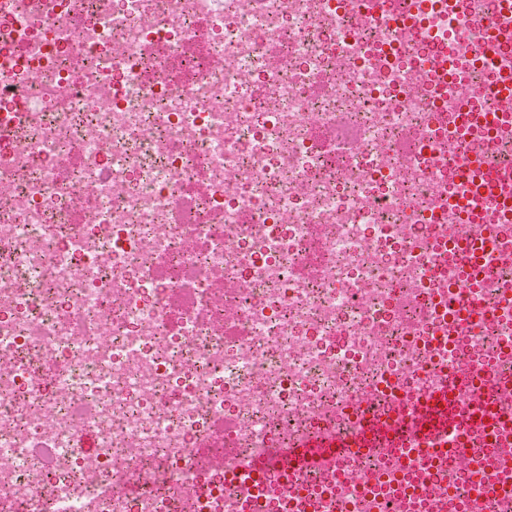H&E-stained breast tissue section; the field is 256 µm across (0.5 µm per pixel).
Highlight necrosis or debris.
<instances>
[{"mask_svg":"<svg viewBox=\"0 0 512 512\" xmlns=\"http://www.w3.org/2000/svg\"><path fill=\"white\" fill-rule=\"evenodd\" d=\"M415 2L0 0V512H501L512 10Z\"/></svg>","mask_w":512,"mask_h":512,"instance_id":"4bbe7bcc","label":"necrosis or debris"}]
</instances>
